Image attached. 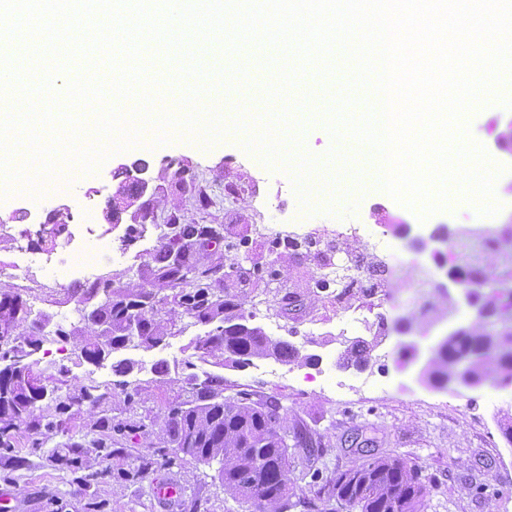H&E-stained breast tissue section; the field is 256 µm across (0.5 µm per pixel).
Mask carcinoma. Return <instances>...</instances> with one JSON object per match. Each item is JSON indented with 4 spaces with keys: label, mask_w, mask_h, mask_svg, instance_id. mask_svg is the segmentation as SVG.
I'll return each mask as SVG.
<instances>
[{
    "label": "carcinoma",
    "mask_w": 512,
    "mask_h": 512,
    "mask_svg": "<svg viewBox=\"0 0 512 512\" xmlns=\"http://www.w3.org/2000/svg\"><path fill=\"white\" fill-rule=\"evenodd\" d=\"M202 224H170L157 253L153 256V287L130 289L100 279L77 289L80 320L94 335L85 340L76 357L99 365L131 340L125 320L129 309L158 299L160 292L172 291L171 304L196 321L219 322L194 346L197 358L204 360L218 351L219 365L244 368L254 357H273L291 362L298 350L286 341L270 339L261 328L247 324L239 312L224 316L223 289L216 287L221 278L213 277L219 266H204L200 257L224 249V238L212 244L201 239ZM31 309L18 293L0 292V327L14 325L22 310ZM485 309L491 317L512 312V289L493 288L485 297ZM140 343L151 348L163 342L152 311L141 314ZM41 345L37 336H19L11 345H0V461L24 466L17 455L20 430L31 438V452L42 451L50 436L63 430L72 417L73 406H86L96 413L90 424L96 437L90 441L71 439L51 450L52 466L70 472L77 486L74 494L90 497L92 512L103 508L93 491L112 479V459L125 456L126 434L145 428L143 421L114 420L112 397L123 395V402L136 404L138 388L126 382L119 391L109 387H82L65 399L58 394L70 369L61 364L58 377L43 378L34 372L28 359ZM369 347L354 341L341 354L338 364L358 369L367 363ZM179 381L186 398L168 408L163 434L153 456L123 471L125 479L138 478L153 465L171 467L188 456L198 462L220 463L218 478L224 491L244 503L258 504L259 512H287L291 506L288 478V432L282 426L281 406L271 400L251 399L247 391L233 398L224 397V377L211 374L202 379L196 365L188 360L178 365ZM501 386L512 384V327L502 332L459 328L443 337L422 376L433 385L462 379L480 385L489 375ZM336 499L345 500L358 512H423L427 485L422 471L388 457H374L361 466L336 474L332 480Z\"/></svg>",
    "instance_id": "1"
}]
</instances>
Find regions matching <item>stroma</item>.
<instances>
[{"label": "stroma", "mask_w": 512, "mask_h": 512, "mask_svg": "<svg viewBox=\"0 0 512 512\" xmlns=\"http://www.w3.org/2000/svg\"><path fill=\"white\" fill-rule=\"evenodd\" d=\"M469 136L480 144L494 165L512 166V110L484 106L469 111ZM303 149L324 156L340 148L347 170L336 174L326 168L310 185L311 197L329 203L330 211L309 221L314 232L324 234L339 224H371L383 232L385 246L377 260L384 272V331L359 329L358 338L370 343L364 372L344 371L343 390L324 389L316 364L307 357L340 355L334 339L346 318L344 304L314 286L320 273L316 258L294 252H276L267 240L254 237L255 224H291L301 208L290 175L283 168H267L242 146L238 132L204 144L175 139L164 145L138 144L109 156L96 172L67 180L56 178L40 185L38 195L21 191L0 200V216L29 209L18 220L21 228L38 230L54 208L68 206L74 245L83 261L92 263L93 278H109L132 287H149L152 258L157 249L153 226L171 221L181 224H220L224 238L241 242L240 250L220 251L207 263L237 266L233 278L224 280V299L244 312L261 307L253 318L274 340L292 343L299 352L285 363V382L270 381L265 368L273 358L260 357L244 368L210 365L223 375L225 396L245 390L254 401H278L289 428H305L313 445L289 444V512H306L303 502L315 498L320 486L336 473L358 467L373 457H390L421 469L429 483L425 512H512V443L503 436L498 421L512 417V386L496 390L493 381L467 388L456 384L433 386L420 378L433 346L462 326L480 327L478 306L468 304L462 289L448 286L447 272L456 267L482 272L475 291L486 293L507 268L512 267V178L497 180L495 194L510 204L495 223H481L475 205L452 195L448 209L428 217L427 231H419L417 214L381 190L375 161L368 147L351 138L333 141L327 125L303 126ZM149 164L150 181L143 198L147 218L144 228L131 229V216L105 227L103 211L120 182L119 167L136 159ZM187 171L184 184L172 178L175 168ZM211 204L200 208L199 196ZM51 234L42 242L0 234V289L21 294L34 310L48 315L51 325L40 334L42 347L33 355L34 369L42 376L55 375L60 364L71 372L62 396L77 393L84 385H114L119 381L109 366L78 362L74 351L91 334L79 321L74 290L78 283L67 275L62 259L70 248L47 250ZM73 245V246H74ZM276 269L269 280L268 269ZM167 329L163 346L131 347L123 358L134 364L130 380L141 388L144 411L154 420L149 433L129 434L128 457L112 462L113 470L152 457L162 433L163 418L171 403L183 397L174 372L182 360L193 358L194 343L209 325L162 304L156 314ZM65 323L72 335L55 336L52 326ZM387 380L386 390L360 385L361 374ZM499 391L497 406H487L486 393ZM18 454L26 464L0 478V493H7L10 512H84L85 500L73 495L70 478L56 470L45 452L31 453L27 434L18 437ZM218 462L190 459L164 468L152 466L139 479L116 477L100 484L99 499L105 512H250L224 490L217 477ZM171 482L179 498L160 503L156 483Z\"/></svg>", "instance_id": "1"}]
</instances>
